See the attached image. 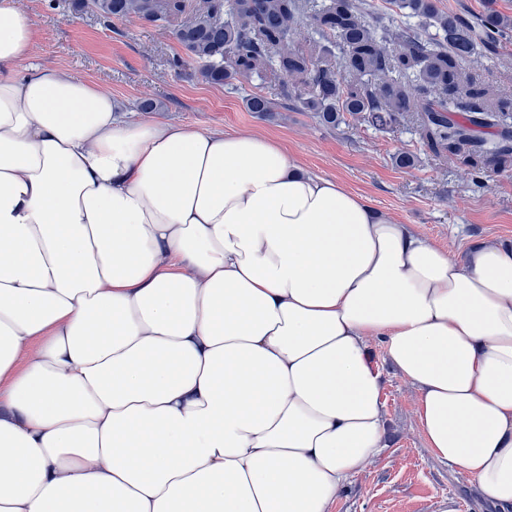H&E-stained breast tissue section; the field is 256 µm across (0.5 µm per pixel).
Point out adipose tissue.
I'll return each mask as SVG.
<instances>
[{
	"label": "adipose tissue",
	"mask_w": 512,
	"mask_h": 512,
	"mask_svg": "<svg viewBox=\"0 0 512 512\" xmlns=\"http://www.w3.org/2000/svg\"><path fill=\"white\" fill-rule=\"evenodd\" d=\"M0 0V512H331L384 447L512 505V245L453 259L278 142L119 115Z\"/></svg>",
	"instance_id": "ef3b65f1"
}]
</instances>
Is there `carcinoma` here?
I'll list each match as a JSON object with an SVG mask.
<instances>
[{"instance_id": "carcinoma-1", "label": "carcinoma", "mask_w": 512, "mask_h": 512, "mask_svg": "<svg viewBox=\"0 0 512 512\" xmlns=\"http://www.w3.org/2000/svg\"><path fill=\"white\" fill-rule=\"evenodd\" d=\"M402 21L379 13L371 0H202L174 38L201 66L206 81L231 85L262 74L288 78L281 96L334 129L344 115L387 131L414 115L420 139L436 157L455 159L480 187L489 166L512 167V102L470 75L476 51L512 40V17L487 0L473 20L440 9L438 0H392ZM103 19L169 23L184 0H91ZM308 30L306 48L291 45L296 26ZM341 59H336V51ZM246 107L262 117L277 105L253 93ZM497 129V138L477 135Z\"/></svg>"}]
</instances>
